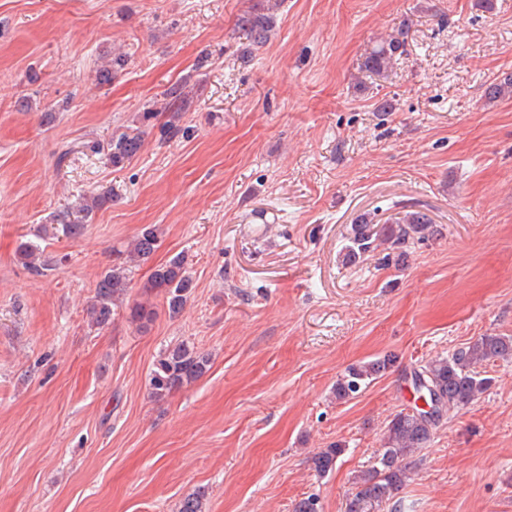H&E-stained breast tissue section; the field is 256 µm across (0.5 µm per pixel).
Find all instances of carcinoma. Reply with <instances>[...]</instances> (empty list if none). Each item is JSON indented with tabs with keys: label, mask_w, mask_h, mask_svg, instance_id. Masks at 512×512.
I'll list each match as a JSON object with an SVG mask.
<instances>
[{
	"label": "carcinoma",
	"mask_w": 512,
	"mask_h": 512,
	"mask_svg": "<svg viewBox=\"0 0 512 512\" xmlns=\"http://www.w3.org/2000/svg\"><path fill=\"white\" fill-rule=\"evenodd\" d=\"M281 0H257L252 9L241 15L236 26L242 30L255 48L265 46L275 34L276 12ZM409 27L399 26L380 38L366 55L362 69L383 77L395 67L408 52ZM488 95L493 99L512 98V76L490 84ZM168 102L166 120L160 124L165 138L180 132V112L185 107L183 87L175 85L166 92ZM146 130L130 128L109 143V159L114 167H122L141 151ZM112 200L111 192H103L84 199L74 209L59 212L54 224L55 232L67 238H76L84 230L96 210ZM437 233L431 219L422 212H407L387 229V241L391 247L405 255L410 244L423 241ZM373 229L363 218L352 229L348 253L353 256L373 249ZM161 244V232L156 225L143 227L130 243L124 261L115 263L99 277L95 286V299L88 309L91 322L105 327L112 322L113 306L130 287V265L148 261ZM16 255L21 264L34 275H44L60 262L57 256L46 252L31 241L19 244ZM192 279L187 275L185 257L175 255L157 266L141 285L143 300L129 307V319L145 327L156 317L151 298L160 297L168 313L177 315L187 302ZM512 359V336L485 334L457 349L446 358H437L414 369L412 384L418 396L427 393L430 409L417 406L396 414L387 426L375 464L358 476L355 490L347 499L345 512H374L376 506L392 500L409 479L412 458L433 438L440 422L448 414L462 409L478 399L490 385V379L482 376L480 368L489 362ZM394 363L387 356L364 365L348 368L336 382V399L346 400L357 394L362 386L386 372ZM210 369V357L185 344L167 348L159 355L151 371L150 389L156 397H165L192 384ZM344 448L337 443L322 449L312 458L315 471L324 475L332 470ZM178 512H205L203 495L193 493L179 503Z\"/></svg>",
	"instance_id": "obj_1"
}]
</instances>
